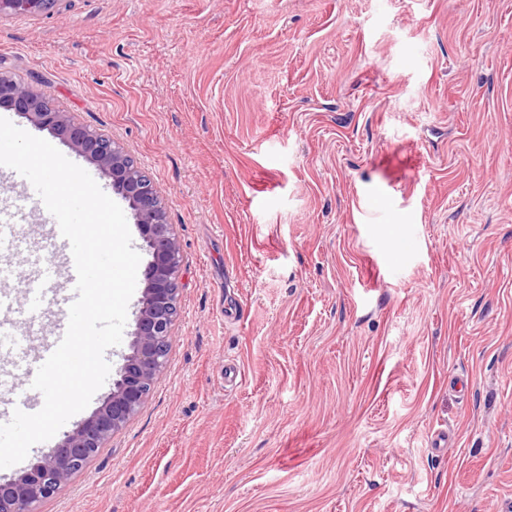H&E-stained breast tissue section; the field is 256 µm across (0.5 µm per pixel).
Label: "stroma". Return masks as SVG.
Returning a JSON list of instances; mask_svg holds the SVG:
<instances>
[{
	"mask_svg": "<svg viewBox=\"0 0 512 512\" xmlns=\"http://www.w3.org/2000/svg\"><path fill=\"white\" fill-rule=\"evenodd\" d=\"M0 72L123 145L182 248L165 370L40 512L512 505V0H57L0 16ZM13 215L20 302L66 262L0 166ZM0 318L1 403L57 313Z\"/></svg>",
	"mask_w": 512,
	"mask_h": 512,
	"instance_id": "1",
	"label": "stroma"
}]
</instances>
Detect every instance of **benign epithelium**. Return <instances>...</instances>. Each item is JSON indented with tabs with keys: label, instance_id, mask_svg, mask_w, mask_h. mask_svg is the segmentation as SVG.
<instances>
[{
	"label": "benign epithelium",
	"instance_id": "obj_1",
	"mask_svg": "<svg viewBox=\"0 0 512 512\" xmlns=\"http://www.w3.org/2000/svg\"><path fill=\"white\" fill-rule=\"evenodd\" d=\"M56 0H0L5 13L38 14ZM0 104L63 136L73 151L112 179L113 190L128 202L150 256L145 287L138 300L129 353L113 380L112 391L86 419L63 434L38 462L0 483V512H39L83 471L99 450L142 408L168 360L179 316L180 240L168 223L164 197L121 145L82 124L35 88L0 73Z\"/></svg>",
	"mask_w": 512,
	"mask_h": 512
}]
</instances>
